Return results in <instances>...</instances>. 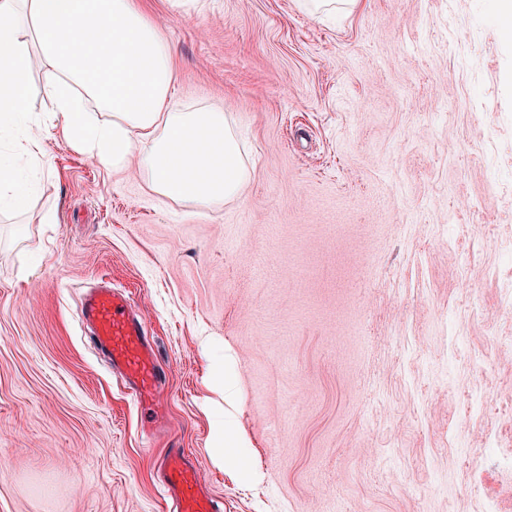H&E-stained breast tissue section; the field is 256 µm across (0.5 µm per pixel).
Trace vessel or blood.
Masks as SVG:
<instances>
[{
	"label": "vessel or blood",
	"instance_id": "obj_1",
	"mask_svg": "<svg viewBox=\"0 0 512 512\" xmlns=\"http://www.w3.org/2000/svg\"><path fill=\"white\" fill-rule=\"evenodd\" d=\"M81 318L90 327L94 345L122 378L126 394L141 412L155 413L164 373L144 323L128 297L110 286L85 290ZM162 484L173 512H214L212 499L184 449H170L163 462Z\"/></svg>",
	"mask_w": 512,
	"mask_h": 512
}]
</instances>
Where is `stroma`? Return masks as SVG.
I'll return each mask as SVG.
<instances>
[{
  "mask_svg": "<svg viewBox=\"0 0 512 512\" xmlns=\"http://www.w3.org/2000/svg\"><path fill=\"white\" fill-rule=\"evenodd\" d=\"M141 2L175 97L231 112L254 177L235 202H173L47 141L52 176L0 213V512H170V448L217 512H512V472L482 455L487 434L512 448V43L494 0L322 21L297 0ZM102 276L154 338L156 432L80 322Z\"/></svg>",
  "mask_w": 512,
  "mask_h": 512,
  "instance_id": "stroma-1",
  "label": "stroma"
}]
</instances>
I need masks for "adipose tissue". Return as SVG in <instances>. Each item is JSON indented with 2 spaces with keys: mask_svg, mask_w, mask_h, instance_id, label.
Here are the masks:
<instances>
[{
  "mask_svg": "<svg viewBox=\"0 0 512 512\" xmlns=\"http://www.w3.org/2000/svg\"><path fill=\"white\" fill-rule=\"evenodd\" d=\"M40 76L48 108L27 91ZM174 52L140 0H0V208H20L49 173L58 130L115 172L138 164L151 193L215 205L239 198L254 168L231 113L172 94Z\"/></svg>",
  "mask_w": 512,
  "mask_h": 512,
  "instance_id": "1",
  "label": "adipose tissue"
}]
</instances>
